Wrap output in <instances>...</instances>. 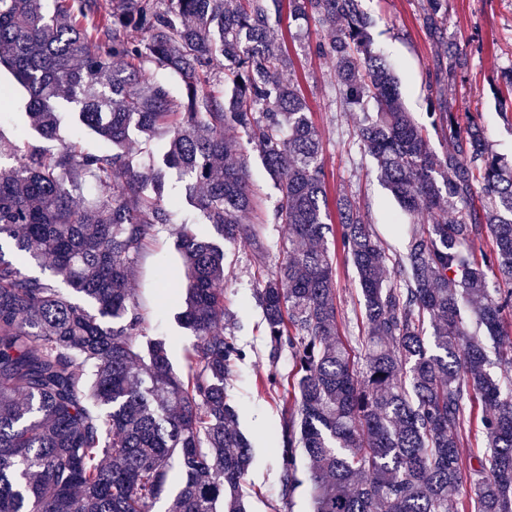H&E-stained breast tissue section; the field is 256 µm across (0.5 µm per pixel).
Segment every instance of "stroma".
<instances>
[{"label": "stroma", "mask_w": 512, "mask_h": 512, "mask_svg": "<svg viewBox=\"0 0 512 512\" xmlns=\"http://www.w3.org/2000/svg\"><path fill=\"white\" fill-rule=\"evenodd\" d=\"M367 16L372 46L391 66L397 81L401 106L421 125H429L433 74L438 66L448 63V45L456 43L467 56V66L450 86L444 87V98L450 99L459 121L479 117L490 148L512 162V107L498 105L494 91L502 87L503 77L512 73V0H446L445 39L429 36L423 22L426 0H359ZM321 29L311 21L282 14L275 26L274 38L281 50L293 60V74L304 94L309 117L322 139V161L329 202L349 198L372 224L388 252H403L407 243L405 227L394 218L399 205L380 176L375 160L361 151L355 130L365 114L375 113V105L365 111L347 112L336 97L335 65L314 52L322 38ZM0 85L10 93L11 119L0 121V140L13 143L20 152L56 151L71 127L63 125L56 140L17 122L27 100L25 89L11 72L0 67ZM250 182L256 195L253 211L241 222L259 230L267 245L259 252L242 240L227 247L228 269L223 282L225 320L246 353L237 362L225 382L229 401L239 412L238 426L252 445L254 462L243 482L248 512H281L280 426L284 410L282 402L273 400L259 387V380L270 370L282 378H290L292 361L289 353L270 359V348L263 332V313L255 299L258 267L275 270L282 256L278 244L288 234L283 224L270 221L277 190L257 153L249 155ZM167 180L179 198L174 221L159 228L155 237L135 259L132 286L139 309L146 319L147 334L171 341L170 362L175 372L186 367L184 351L196 338L179 320L183 308V291L165 296L159 286L157 268L168 262L173 268L182 265L173 247L175 230L182 224L192 225L203 233H211L199 213L185 196V181L177 171H169ZM340 330L351 348H358L359 318L362 295L354 268L337 261L333 272Z\"/></svg>", "instance_id": "obj_1"}]
</instances>
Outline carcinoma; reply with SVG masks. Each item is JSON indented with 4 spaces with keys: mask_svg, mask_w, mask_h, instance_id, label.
Here are the masks:
<instances>
[{
    "mask_svg": "<svg viewBox=\"0 0 512 512\" xmlns=\"http://www.w3.org/2000/svg\"><path fill=\"white\" fill-rule=\"evenodd\" d=\"M43 2L0 0V64L29 91L26 116L43 137L59 136L66 102L78 113L73 138L88 129L107 146L69 143L0 167V512H152L175 475L167 512H247L251 444L224 395L225 372L246 352L224 335V248L186 225L176 237L181 318L197 337L184 375L168 342L137 345L144 318L130 280L139 251L173 223L165 168L194 181L189 201L224 241L262 247L239 221L253 209L249 147L278 187L272 223L288 226L277 270L255 293L271 360L286 349L294 364L284 509L307 483L312 512H448L451 501L458 512H512V165L488 151L480 119L463 127L437 99L431 125L450 144L437 153L372 52L358 0H288L326 31L315 52L335 60L344 105H377L356 129L360 149L404 214L431 219L408 228L388 278L371 225L349 199L337 202L339 248L364 300L367 336L354 359L339 329L320 138L291 60L270 40L283 0H54L51 14ZM446 20L443 0H427L430 35L443 37ZM220 57L228 96L210 84ZM150 65L182 78L181 100ZM466 65L448 44L435 85ZM133 129L166 130L159 166L133 167ZM88 186L112 193L82 206ZM446 202L460 205L458 220L444 219ZM482 237L492 246L477 257L471 244ZM27 263L83 301L22 274ZM472 319L502 337L503 378L487 373ZM477 402L488 448L466 468L459 448Z\"/></svg>",
    "mask_w": 512,
    "mask_h": 512,
    "instance_id": "carcinoma-1",
    "label": "carcinoma"
}]
</instances>
